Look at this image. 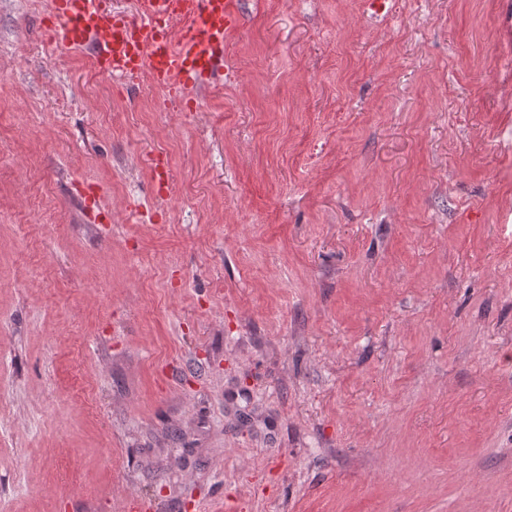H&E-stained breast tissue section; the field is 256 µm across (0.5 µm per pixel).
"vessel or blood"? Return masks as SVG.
Segmentation results:
<instances>
[{
	"label": "vessel or blood",
	"mask_w": 512,
	"mask_h": 512,
	"mask_svg": "<svg viewBox=\"0 0 512 512\" xmlns=\"http://www.w3.org/2000/svg\"><path fill=\"white\" fill-rule=\"evenodd\" d=\"M239 26L236 0H136L132 16L111 0H51L49 18L51 41L93 47L98 69L118 81L148 71L172 95L210 84Z\"/></svg>",
	"instance_id": "1"
}]
</instances>
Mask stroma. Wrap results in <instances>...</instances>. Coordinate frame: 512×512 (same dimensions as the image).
<instances>
[{
	"label": "stroma",
	"mask_w": 512,
	"mask_h": 512,
	"mask_svg": "<svg viewBox=\"0 0 512 512\" xmlns=\"http://www.w3.org/2000/svg\"><path fill=\"white\" fill-rule=\"evenodd\" d=\"M387 7L185 110L0 0V512H512V0Z\"/></svg>",
	"instance_id": "35a3bbf8"
}]
</instances>
